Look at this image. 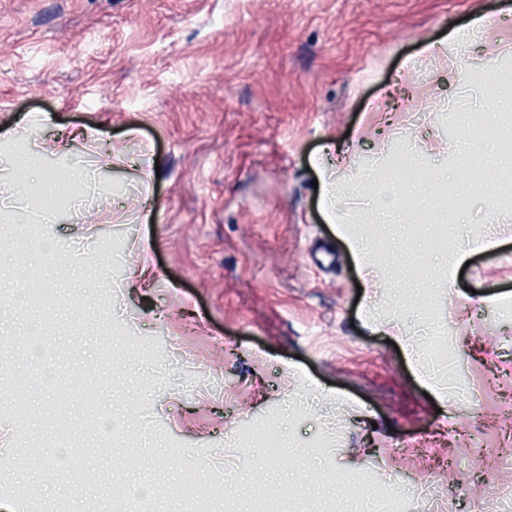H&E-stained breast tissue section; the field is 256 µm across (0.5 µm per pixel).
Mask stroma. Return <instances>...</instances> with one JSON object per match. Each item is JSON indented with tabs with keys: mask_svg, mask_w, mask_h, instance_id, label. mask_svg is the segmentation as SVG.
Wrapping results in <instances>:
<instances>
[{
	"mask_svg": "<svg viewBox=\"0 0 512 512\" xmlns=\"http://www.w3.org/2000/svg\"><path fill=\"white\" fill-rule=\"evenodd\" d=\"M476 13L493 23L474 47L491 84L440 67ZM510 19L512 0H0V126L35 143L90 134L70 161L31 154L21 176L36 193L54 169L88 211L43 225L25 198L0 223V390L23 420L0 421L13 450L0 512H261L268 488L285 489L282 512L512 501V155L468 141L446 109L494 96L497 134L512 138ZM328 147L355 154L335 179L357 220L375 205L361 177L402 178L406 160L445 173L465 197L435 217L447 236L383 224L342 239L309 164ZM474 150L492 158L477 188ZM47 237L79 248L68 275ZM144 245L150 271L133 288L125 263ZM422 319L439 325L458 387L435 386L411 331ZM76 374L109 387L121 430L104 435L80 394L58 404ZM239 432L277 438L268 487L240 472L246 449L225 441ZM132 451L140 464L114 472ZM63 452L80 478L55 467ZM300 453L309 475L334 463L364 497L301 490ZM446 467L453 481L431 479ZM133 485L152 493L127 498Z\"/></svg>",
	"mask_w": 512,
	"mask_h": 512,
	"instance_id": "stroma-1",
	"label": "stroma"
}]
</instances>
